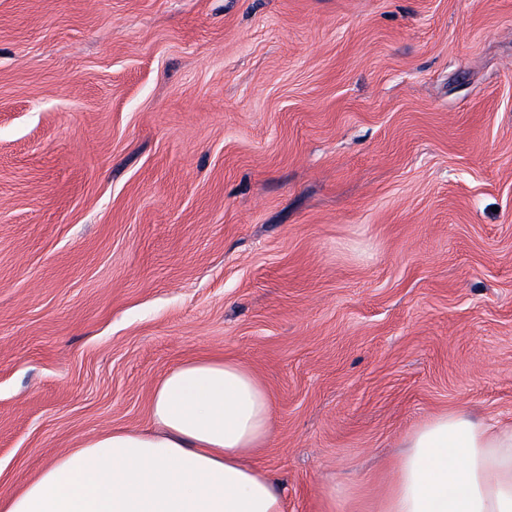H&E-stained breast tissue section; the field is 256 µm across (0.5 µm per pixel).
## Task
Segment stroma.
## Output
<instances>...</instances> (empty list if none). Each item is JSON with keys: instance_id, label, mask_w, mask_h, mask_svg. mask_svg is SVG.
<instances>
[{"instance_id": "1", "label": "stroma", "mask_w": 512, "mask_h": 512, "mask_svg": "<svg viewBox=\"0 0 512 512\" xmlns=\"http://www.w3.org/2000/svg\"><path fill=\"white\" fill-rule=\"evenodd\" d=\"M197 357L288 512L512 421V0H0V495Z\"/></svg>"}]
</instances>
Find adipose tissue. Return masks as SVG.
Instances as JSON below:
<instances>
[{
    "label": "adipose tissue",
    "mask_w": 512,
    "mask_h": 512,
    "mask_svg": "<svg viewBox=\"0 0 512 512\" xmlns=\"http://www.w3.org/2000/svg\"><path fill=\"white\" fill-rule=\"evenodd\" d=\"M272 401L235 361L194 358L155 386L151 427L79 442L0 495V512H286L252 465ZM384 512H512V424L442 413L406 435Z\"/></svg>",
    "instance_id": "adipose-tissue-1"
}]
</instances>
